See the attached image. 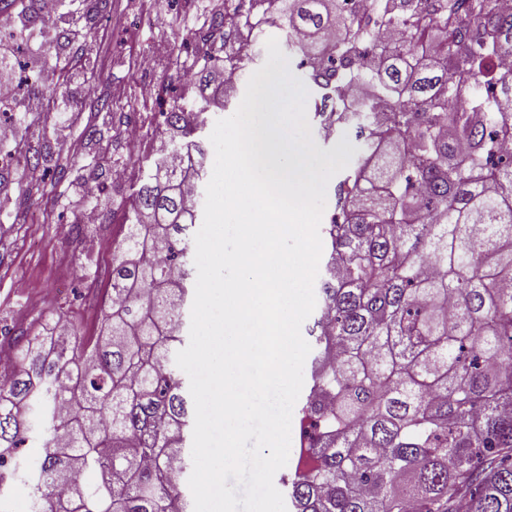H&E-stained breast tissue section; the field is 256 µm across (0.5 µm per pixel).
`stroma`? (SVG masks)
Segmentation results:
<instances>
[{
	"label": "stroma",
	"instance_id": "obj_1",
	"mask_svg": "<svg viewBox=\"0 0 512 512\" xmlns=\"http://www.w3.org/2000/svg\"><path fill=\"white\" fill-rule=\"evenodd\" d=\"M182 7L174 0H112V19L93 31L88 42L98 61L96 81L102 93L114 98L121 115H131L142 123L145 159L159 157L168 141L159 122V102L143 95L147 81L166 85L179 76L171 60L183 34ZM149 50L157 66L150 74L133 71L132 45ZM66 97L55 112L35 113L36 122L61 127L62 136L52 147L56 171L44 173L40 190L21 193L27 170L17 165L0 172V325L12 334L37 332L43 320L61 315L78 335L94 336L100 328L102 309L94 298L110 292L112 261L123 237L128 196L139 170L129 180L110 179L113 162H126L120 127H113L104 139L91 136L99 124L97 113L77 111L82 103L80 82L68 79ZM94 175L107 182L99 204L103 221L80 223L82 202L79 176ZM60 224L76 225L73 236L57 235ZM42 439L31 433L18 457V471L11 488L0 492V512H27L14 502V491L31 489V471L41 458Z\"/></svg>",
	"mask_w": 512,
	"mask_h": 512
}]
</instances>
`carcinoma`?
Returning <instances> with one entry per match:
<instances>
[{"instance_id":"obj_1","label":"carcinoma","mask_w":512,"mask_h":512,"mask_svg":"<svg viewBox=\"0 0 512 512\" xmlns=\"http://www.w3.org/2000/svg\"><path fill=\"white\" fill-rule=\"evenodd\" d=\"M18 12L16 46L40 18ZM311 89L339 97L329 117L363 144L336 197L320 315L323 347L298 424L289 512H512V11L496 0H275ZM48 37L64 75L85 55L88 5ZM201 15L178 53L201 59L192 82L161 110L171 149L148 163L131 193L112 262V306L77 347L40 333L13 339L0 377V492L28 441L26 416L46 433L32 512H188L179 489L190 423L168 370L181 342L199 217L185 184H203L204 114L220 88L209 67L223 32ZM38 79L19 85L16 161L27 149ZM194 109L188 118L183 109ZM166 247L160 260L145 253ZM183 267V276L174 267Z\"/></svg>"}]
</instances>
